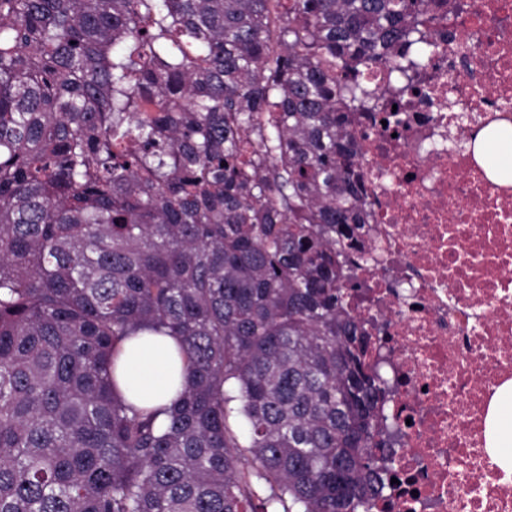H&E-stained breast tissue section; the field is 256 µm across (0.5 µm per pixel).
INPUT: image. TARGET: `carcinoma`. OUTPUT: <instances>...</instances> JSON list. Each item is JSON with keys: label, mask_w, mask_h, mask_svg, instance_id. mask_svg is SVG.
I'll return each instance as SVG.
<instances>
[{"label": "carcinoma", "mask_w": 512, "mask_h": 512, "mask_svg": "<svg viewBox=\"0 0 512 512\" xmlns=\"http://www.w3.org/2000/svg\"><path fill=\"white\" fill-rule=\"evenodd\" d=\"M432 0H0V512H373L389 385L344 269L352 118ZM177 336L167 410L119 344Z\"/></svg>", "instance_id": "carcinoma-1"}]
</instances>
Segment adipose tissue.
Listing matches in <instances>:
<instances>
[{"label": "adipose tissue", "mask_w": 512, "mask_h": 512, "mask_svg": "<svg viewBox=\"0 0 512 512\" xmlns=\"http://www.w3.org/2000/svg\"><path fill=\"white\" fill-rule=\"evenodd\" d=\"M115 380L129 403L151 408L171 405L184 386L177 339L148 332L125 339L117 352Z\"/></svg>", "instance_id": "obj_1"}]
</instances>
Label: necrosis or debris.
<instances>
[{
    "label": "necrosis or debris",
    "instance_id": "necrosis-or-debris-1",
    "mask_svg": "<svg viewBox=\"0 0 512 512\" xmlns=\"http://www.w3.org/2000/svg\"><path fill=\"white\" fill-rule=\"evenodd\" d=\"M447 43L389 129L352 127L366 223L348 307L389 375L396 477L376 512H512L487 417L512 382V183L475 153L512 123V0H454Z\"/></svg>",
    "mask_w": 512,
    "mask_h": 512
}]
</instances>
